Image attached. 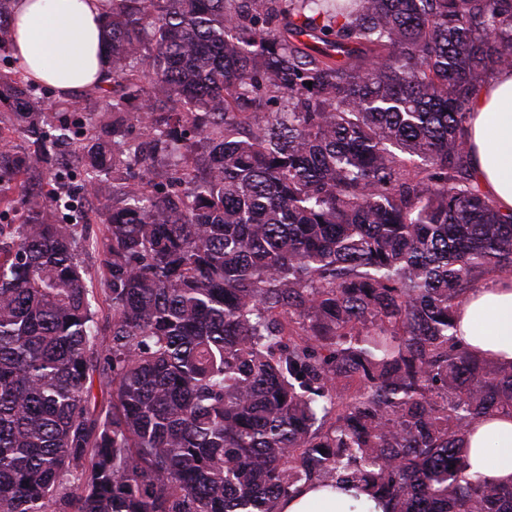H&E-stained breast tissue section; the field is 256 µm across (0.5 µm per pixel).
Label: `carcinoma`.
<instances>
[{
  "mask_svg": "<svg viewBox=\"0 0 512 512\" xmlns=\"http://www.w3.org/2000/svg\"><path fill=\"white\" fill-rule=\"evenodd\" d=\"M104 27L106 84L55 112L0 69L31 142L0 134L23 219L0 224V512H276L331 481L512 512V485L465 477L512 363L455 334L512 272L464 136L512 68V0H110ZM69 167L111 201L99 239L67 221Z\"/></svg>",
  "mask_w": 512,
  "mask_h": 512,
  "instance_id": "1",
  "label": "carcinoma"
}]
</instances>
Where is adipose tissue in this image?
<instances>
[{"label": "adipose tissue", "mask_w": 512, "mask_h": 512, "mask_svg": "<svg viewBox=\"0 0 512 512\" xmlns=\"http://www.w3.org/2000/svg\"><path fill=\"white\" fill-rule=\"evenodd\" d=\"M104 0H14L12 52L25 75L60 95L102 83L109 69ZM471 166L497 209L512 212V69L494 72L473 95L465 124ZM457 335L470 350L512 362V275H494L467 295ZM467 473L512 484V417L476 424ZM279 512H385L384 502L348 485L301 487Z\"/></svg>", "instance_id": "obj_1"}]
</instances>
